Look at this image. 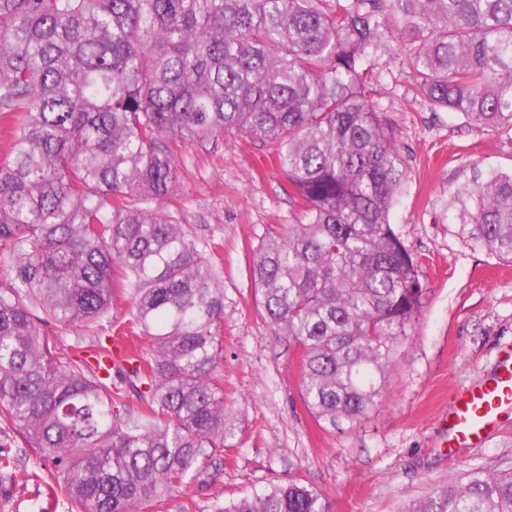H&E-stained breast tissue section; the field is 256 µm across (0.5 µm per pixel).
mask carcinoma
Listing matches in <instances>:
<instances>
[{
    "instance_id": "obj_1",
    "label": "carcinoma",
    "mask_w": 512,
    "mask_h": 512,
    "mask_svg": "<svg viewBox=\"0 0 512 512\" xmlns=\"http://www.w3.org/2000/svg\"><path fill=\"white\" fill-rule=\"evenodd\" d=\"M0 0V112H22L0 163V416L80 512L164 509L189 473L224 453V288L215 247L164 207L176 159L162 142L235 131L273 147L297 222L256 249L257 301L298 349L309 413L355 425L383 398L395 343L423 306L421 268L390 210L406 179L370 98L389 10L430 103L512 130V0ZM448 220L512 263V171L479 172ZM139 405L115 409L112 347L96 364L43 326L109 312L116 274ZM215 512H330L297 482ZM408 512H512V466L472 469Z\"/></svg>"
}]
</instances>
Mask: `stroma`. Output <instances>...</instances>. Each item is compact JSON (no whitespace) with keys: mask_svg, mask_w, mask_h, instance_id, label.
<instances>
[{"mask_svg":"<svg viewBox=\"0 0 512 512\" xmlns=\"http://www.w3.org/2000/svg\"><path fill=\"white\" fill-rule=\"evenodd\" d=\"M388 20L370 57L378 81L371 96L397 134L407 179L390 223L421 264L423 308L399 337L387 392L355 426L325 427L299 390L295 347L273 335L255 297L253 254L268 227L291 224L296 207L272 148L237 133L171 143L176 188L167 210L192 236L213 243L224 286V399L236 438L223 460L191 474L168 512H214L217 504L296 481L324 493L331 512H404L431 489L465 471L512 462V418L486 442L449 459L445 418L457 390L481 383L512 349V264L472 246L449 223L451 191L474 168L512 170V132L433 108L398 44L415 42ZM132 317L123 290L101 319L45 326L62 350L80 357L116 335ZM0 512H71L66 497L30 479L33 453L0 419Z\"/></svg>","mask_w":512,"mask_h":512,"instance_id":"obj_1","label":"stroma"}]
</instances>
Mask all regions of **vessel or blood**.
Segmentation results:
<instances>
[{
	"instance_id": "vessel-or-blood-1",
	"label": "vessel or blood",
	"mask_w": 512,
	"mask_h": 512,
	"mask_svg": "<svg viewBox=\"0 0 512 512\" xmlns=\"http://www.w3.org/2000/svg\"><path fill=\"white\" fill-rule=\"evenodd\" d=\"M512 408V351L499 357L492 376L474 387L456 392L447 418L448 454L486 441L501 414Z\"/></svg>"
}]
</instances>
